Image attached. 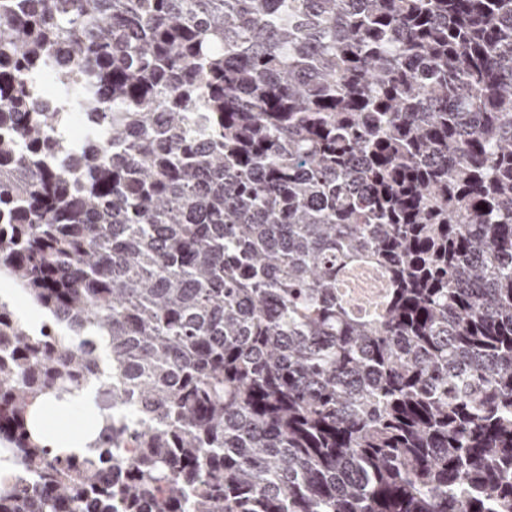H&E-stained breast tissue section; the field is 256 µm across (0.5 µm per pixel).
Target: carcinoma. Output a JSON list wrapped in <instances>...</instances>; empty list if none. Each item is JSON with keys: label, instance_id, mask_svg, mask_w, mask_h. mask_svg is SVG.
I'll list each match as a JSON object with an SVG mask.
<instances>
[{"label": "carcinoma", "instance_id": "1", "mask_svg": "<svg viewBox=\"0 0 512 512\" xmlns=\"http://www.w3.org/2000/svg\"><path fill=\"white\" fill-rule=\"evenodd\" d=\"M0 277V512H512V0H0ZM364 274L358 281L357 288H339L340 292L346 290L357 307L368 311L374 307L386 293V276L382 268L370 266L363 268ZM60 410L56 409V412L58 413ZM60 416H54L51 422L52 427L56 431L60 430H68L71 431L74 428H77L80 424V421L82 420L83 416L79 412L77 413H71L68 414L67 412H60L58 413ZM90 426H84L81 428H77L76 432L73 434H70L72 437L71 446L70 447H79L75 446L79 444L82 441L83 435L89 431Z\"/></svg>", "mask_w": 512, "mask_h": 512}]
</instances>
